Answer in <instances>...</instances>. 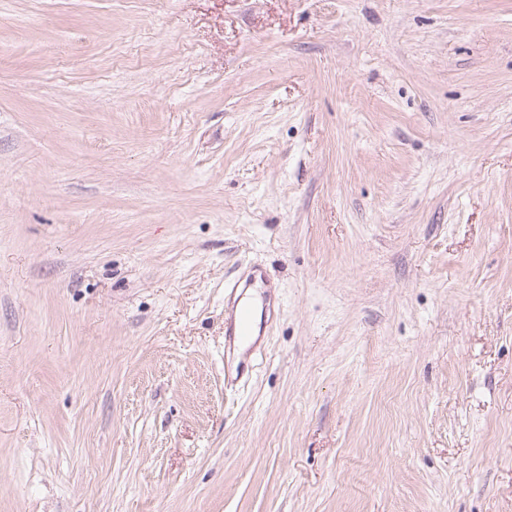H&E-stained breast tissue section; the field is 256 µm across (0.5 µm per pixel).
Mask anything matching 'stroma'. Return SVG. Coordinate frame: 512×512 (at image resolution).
<instances>
[{
    "label": "stroma",
    "mask_w": 512,
    "mask_h": 512,
    "mask_svg": "<svg viewBox=\"0 0 512 512\" xmlns=\"http://www.w3.org/2000/svg\"><path fill=\"white\" fill-rule=\"evenodd\" d=\"M0 512H512V0H0Z\"/></svg>",
    "instance_id": "1"
}]
</instances>
